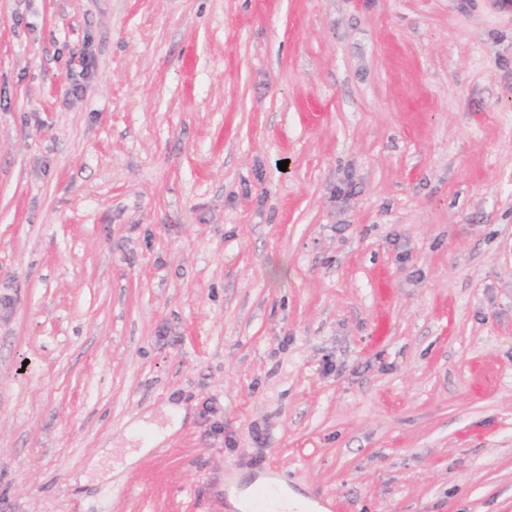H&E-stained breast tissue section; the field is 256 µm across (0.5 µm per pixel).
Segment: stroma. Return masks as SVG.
<instances>
[{"label":"stroma","mask_w":512,"mask_h":512,"mask_svg":"<svg viewBox=\"0 0 512 512\" xmlns=\"http://www.w3.org/2000/svg\"><path fill=\"white\" fill-rule=\"evenodd\" d=\"M270 468L512 512V7L0 0V512Z\"/></svg>","instance_id":"1"}]
</instances>
